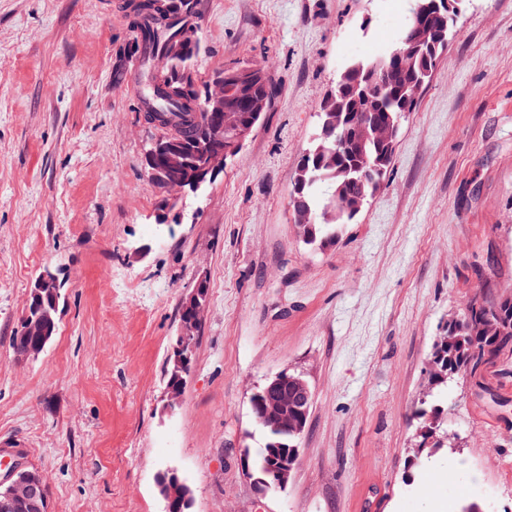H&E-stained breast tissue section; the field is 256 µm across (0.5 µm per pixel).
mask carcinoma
Returning a JSON list of instances; mask_svg holds the SVG:
<instances>
[{"label": "carcinoma", "instance_id": "1", "mask_svg": "<svg viewBox=\"0 0 512 512\" xmlns=\"http://www.w3.org/2000/svg\"><path fill=\"white\" fill-rule=\"evenodd\" d=\"M410 0V10L403 32L417 37L427 16L416 12L419 2ZM182 0H127L125 10L136 33L133 54L139 62L140 111L144 121L161 132L184 142L188 147L202 140L205 119L196 106V91L180 80L188 59L166 55L169 39L188 30L199 19L197 3L185 15L171 10ZM441 50L427 47L415 51L393 42L382 55L352 61L348 71L336 76L335 85L343 91L326 99L318 112V132L309 151L301 158L297 176L305 178L303 189L290 197L294 208H308L313 222L303 225L300 237L307 245L323 248L336 237V229L355 219L345 209L351 196L361 192L371 196L386 175L388 166L379 163L386 148L377 135V127L389 124L399 132L405 114L412 111L409 86L416 80L428 82L433 62ZM239 68L224 70L225 105L244 110L249 90L237 83ZM364 121L369 126L366 142L352 149L328 152L329 141L323 137L325 122ZM512 356V296L499 300L471 299L462 315L450 323L447 335L435 343L432 362L437 371L428 375L429 384L441 387L460 375L475 378L501 356ZM420 402L415 416L417 454L414 465L421 468L428 458L447 443L444 422L433 408ZM288 421H253L265 437L262 448L252 460L255 469L274 468L285 455L296 453L299 436Z\"/></svg>", "mask_w": 512, "mask_h": 512}]
</instances>
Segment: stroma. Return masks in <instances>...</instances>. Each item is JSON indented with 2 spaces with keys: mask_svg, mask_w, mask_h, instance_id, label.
<instances>
[{
  "mask_svg": "<svg viewBox=\"0 0 512 512\" xmlns=\"http://www.w3.org/2000/svg\"><path fill=\"white\" fill-rule=\"evenodd\" d=\"M197 85L261 66L275 96L223 173L158 221L124 0H0V449L44 476L50 512H163L178 467L194 512H512V358L429 391L434 343L473 297L512 294V0H462L459 33L402 121L379 189L335 245L290 206L337 74L389 46L407 0H200ZM125 66L129 77L115 83ZM495 255L487 266V255ZM65 303L35 361L10 336L43 271ZM205 320L180 407L162 410L178 307ZM313 395L285 490L243 469L264 443L256 386ZM429 398L448 445L410 469Z\"/></svg>",
  "mask_w": 512,
  "mask_h": 512,
  "instance_id": "1",
  "label": "stroma"
}]
</instances>
